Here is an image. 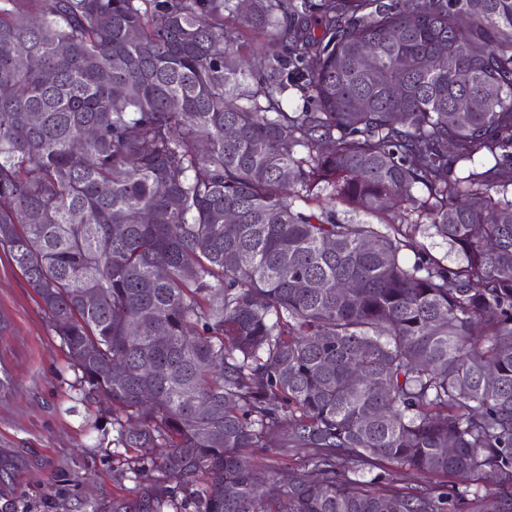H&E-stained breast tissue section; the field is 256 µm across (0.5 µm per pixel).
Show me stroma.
Segmentation results:
<instances>
[{
	"label": "stroma",
	"instance_id": "1",
	"mask_svg": "<svg viewBox=\"0 0 512 512\" xmlns=\"http://www.w3.org/2000/svg\"><path fill=\"white\" fill-rule=\"evenodd\" d=\"M0 449L22 466L0 512H102L162 483L157 453L115 445L112 404L89 394L25 276L0 252Z\"/></svg>",
	"mask_w": 512,
	"mask_h": 512
}]
</instances>
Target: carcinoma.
Listing matches in <instances>:
<instances>
[{
    "mask_svg": "<svg viewBox=\"0 0 512 512\" xmlns=\"http://www.w3.org/2000/svg\"><path fill=\"white\" fill-rule=\"evenodd\" d=\"M510 187L512 0H0V250L175 482L110 512H512Z\"/></svg>",
    "mask_w": 512,
    "mask_h": 512,
    "instance_id": "obj_1",
    "label": "carcinoma"
}]
</instances>
